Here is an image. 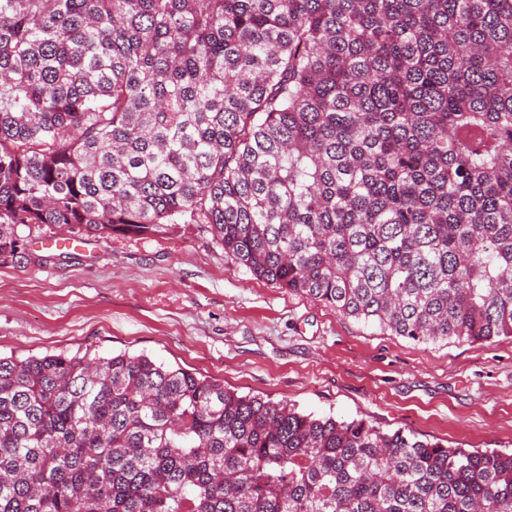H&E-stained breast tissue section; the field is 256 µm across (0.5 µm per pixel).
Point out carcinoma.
<instances>
[{
	"mask_svg": "<svg viewBox=\"0 0 512 512\" xmlns=\"http://www.w3.org/2000/svg\"><path fill=\"white\" fill-rule=\"evenodd\" d=\"M186 216L415 343L512 338V0H0V263ZM0 512H512V452L0 356Z\"/></svg>",
	"mask_w": 512,
	"mask_h": 512,
	"instance_id": "cac0c4a2",
	"label": "carcinoma"
}]
</instances>
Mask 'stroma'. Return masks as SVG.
<instances>
[{"label":"stroma","mask_w":512,"mask_h":512,"mask_svg":"<svg viewBox=\"0 0 512 512\" xmlns=\"http://www.w3.org/2000/svg\"><path fill=\"white\" fill-rule=\"evenodd\" d=\"M33 227L0 264V354H146L242 394L451 448H512V338L417 344L253 277L206 225L151 236Z\"/></svg>","instance_id":"stroma-1"}]
</instances>
